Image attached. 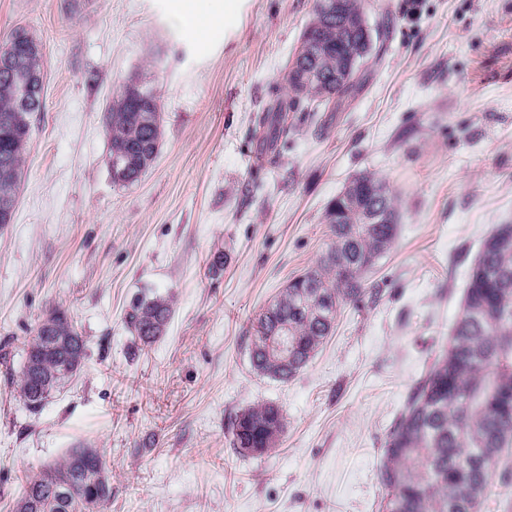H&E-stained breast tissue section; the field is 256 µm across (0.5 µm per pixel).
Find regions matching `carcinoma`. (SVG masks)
<instances>
[{
  "instance_id": "carcinoma-1",
  "label": "carcinoma",
  "mask_w": 512,
  "mask_h": 512,
  "mask_svg": "<svg viewBox=\"0 0 512 512\" xmlns=\"http://www.w3.org/2000/svg\"><path fill=\"white\" fill-rule=\"evenodd\" d=\"M373 50L363 0H340L330 13L315 0L280 84L253 116L256 156L276 162L297 122L339 111L356 91L361 54ZM42 58L43 51L20 45L0 66L1 226L13 217L33 118L44 111ZM105 128L112 180L138 182L163 140L153 88L129 78L106 105ZM399 219V198L374 173L355 177L330 201L323 215L332 235L327 252L289 279L252 323L249 356L257 374L287 382L308 366L340 309L366 296V277L392 248ZM171 312L168 297L141 294L125 325L134 340L150 345L164 335ZM87 356V340L67 312L49 311L24 350L17 391L25 406L40 408ZM285 429L278 406L257 404L231 420L232 446L247 457V448L275 447ZM379 480L380 512H482L496 495L512 504V224L494 225L484 239L448 347L411 390L385 442ZM111 498L103 454L81 446L31 477L14 512H101Z\"/></svg>"
}]
</instances>
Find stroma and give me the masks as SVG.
<instances>
[{
	"mask_svg": "<svg viewBox=\"0 0 512 512\" xmlns=\"http://www.w3.org/2000/svg\"><path fill=\"white\" fill-rule=\"evenodd\" d=\"M171 3L0 0V43L22 24L43 46L45 100L0 226V512L80 443L106 460L102 512H379L385 442L448 343L484 238L512 224V0H364L382 60L343 111L302 122L264 167L252 117L313 0H199V34L171 23ZM134 75L160 98L164 137L122 186L104 109ZM366 172L401 203L396 243L367 277L378 300L345 305L294 379L258 376L254 316L317 263L327 205ZM152 293L173 314L143 347L122 318ZM55 308L88 357L33 413L15 381ZM262 402L286 433L239 456L230 421Z\"/></svg>",
	"mask_w": 512,
	"mask_h": 512,
	"instance_id": "35a3bbf8",
	"label": "stroma"
}]
</instances>
